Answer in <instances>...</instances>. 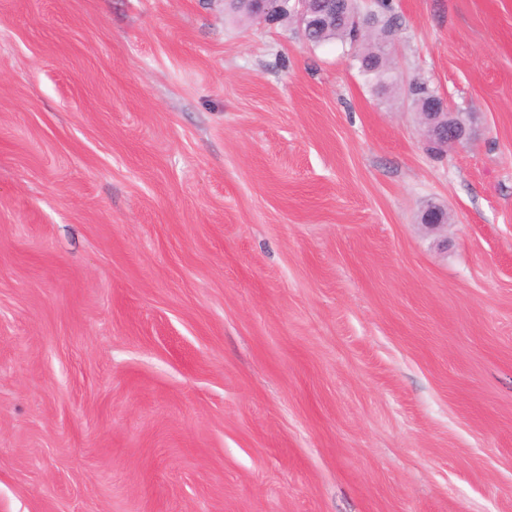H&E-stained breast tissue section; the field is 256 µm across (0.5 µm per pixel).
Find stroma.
I'll return each mask as SVG.
<instances>
[{"label": "stroma", "instance_id": "1", "mask_svg": "<svg viewBox=\"0 0 512 512\" xmlns=\"http://www.w3.org/2000/svg\"><path fill=\"white\" fill-rule=\"evenodd\" d=\"M389 2L380 94L224 0H0V512H512V0ZM440 102L445 112H428L429 119L421 124L424 142L430 146L434 142L445 145L460 146L473 139V127L470 117L465 118L464 112H454L442 97Z\"/></svg>", "mask_w": 512, "mask_h": 512}]
</instances>
